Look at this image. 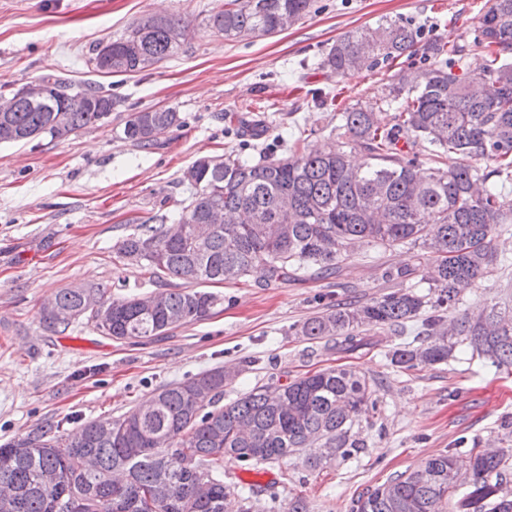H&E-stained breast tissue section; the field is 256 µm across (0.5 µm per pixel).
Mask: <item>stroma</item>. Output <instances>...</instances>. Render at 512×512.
<instances>
[{"instance_id":"1","label":"stroma","mask_w":512,"mask_h":512,"mask_svg":"<svg viewBox=\"0 0 512 512\" xmlns=\"http://www.w3.org/2000/svg\"><path fill=\"white\" fill-rule=\"evenodd\" d=\"M486 0H317V12L271 37L224 39L204 20L217 0H0V93L8 95L44 74L64 72L74 85L100 82L120 97L108 121L58 142L39 138L0 145V443L57 422L118 416L164 385L226 366L238 375L225 401L276 379L351 366L368 379L378 410L356 425L357 456L317 470L304 454L245 471L225 462L228 482L266 485L288 474L292 493L310 512H349L353 499L393 473L416 469L451 448L512 446V368H496L462 353L456 359L398 372L386 359L405 334L372 332L371 351L312 352L290 335L292 325L337 302L364 301L411 288L427 293L419 275L390 271L416 266L409 245L360 246L335 275H293L265 285L259 273L217 286L223 303L203 320L141 345L111 339L86 324L62 334L41 322L44 299L58 289L106 285L112 298L179 287L116 257L123 238L156 212L178 214L189 202L184 169L198 157L234 150L242 157L287 156L293 143L330 145L334 111L317 98L336 92L345 108L371 101L381 72L337 77L318 60L346 32L379 19L413 21L423 38L471 36ZM179 14L195 33L178 56L123 75L93 71L100 41L124 35L140 17ZM171 107L183 127L136 148L123 138L129 113ZM266 119L270 130L252 140L241 122ZM461 307L512 306V266L495 265L462 286Z\"/></svg>"}]
</instances>
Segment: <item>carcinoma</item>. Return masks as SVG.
I'll use <instances>...</instances> for the list:
<instances>
[{
  "mask_svg": "<svg viewBox=\"0 0 512 512\" xmlns=\"http://www.w3.org/2000/svg\"><path fill=\"white\" fill-rule=\"evenodd\" d=\"M314 0H222L206 19L226 39L271 37L295 25ZM191 21L179 15L136 21L112 41L105 74L140 72L177 55ZM424 54L426 65L391 75L374 103L338 113L342 147L309 152L293 146L284 158L252 163L237 154L203 156L182 174L191 202L177 215L155 214L118 245L122 260L182 281L181 289L112 299L107 287L64 288L54 310H41L46 329L65 332L69 311L116 340L145 343L209 316L222 297L196 290L224 284L262 268L265 284L301 271L336 273L358 243L418 246L431 261L428 292L399 289L361 304H336L291 328L292 335L326 349L353 352L363 333H403L427 310L424 328L386 357L397 370L444 363L459 349L512 367V307L475 306L452 322L456 285L491 272L495 239L512 236V215L499 205L498 186L512 180V0H486L472 41L421 42L407 21H385L339 37L319 66L338 76L393 66ZM53 93L34 104L0 112V141L48 136L66 141L105 123L119 100L91 83L81 89L86 109L63 111L69 81L40 77ZM391 110L382 121L383 109ZM183 125L173 108L132 112L123 139L145 148ZM365 153L353 166L343 148ZM431 166L420 171L416 147ZM219 208L224 222L197 239L191 227ZM95 295L110 313L101 326L86 311ZM237 376L215 367L157 390L145 405L117 417L82 423L75 433L49 426L0 445V512H257L253 492L224 481V461L244 468L274 464L305 449L311 468L357 453L354 426L377 412L368 380L351 368L307 372L286 385L253 387L223 403ZM350 512H512V448L431 456L353 501Z\"/></svg>",
  "mask_w": 512,
  "mask_h": 512,
  "instance_id": "obj_1",
  "label": "carcinoma"
}]
</instances>
